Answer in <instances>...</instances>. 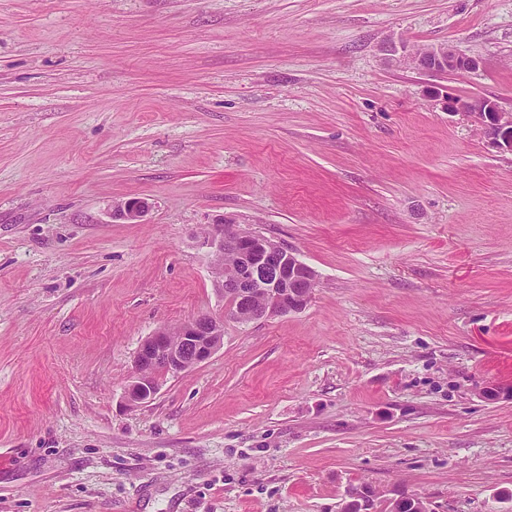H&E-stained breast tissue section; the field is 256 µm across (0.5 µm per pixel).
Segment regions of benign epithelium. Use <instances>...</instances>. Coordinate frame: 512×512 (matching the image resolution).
Segmentation results:
<instances>
[{
  "instance_id": "7a95c632",
  "label": "benign epithelium",
  "mask_w": 512,
  "mask_h": 512,
  "mask_svg": "<svg viewBox=\"0 0 512 512\" xmlns=\"http://www.w3.org/2000/svg\"><path fill=\"white\" fill-rule=\"evenodd\" d=\"M398 61L431 74L476 68V59L445 45L426 47L413 54L406 51ZM466 109L478 115L490 130L494 143L512 152V111L477 98ZM152 204L130 198L112 206V219L128 224L145 220ZM210 249L213 283L225 310L201 314L175 329L158 327L140 344L134 356V372L126 396L134 404L154 399L159 375L179 374L207 361L224 341V314L249 323L277 315L299 312L307 307L317 286L316 272L297 254L229 218L214 225L203 236ZM233 259L224 265V257ZM375 491L366 486L348 489L339 512H370ZM390 512H430L427 502L412 496L390 501Z\"/></svg>"
}]
</instances>
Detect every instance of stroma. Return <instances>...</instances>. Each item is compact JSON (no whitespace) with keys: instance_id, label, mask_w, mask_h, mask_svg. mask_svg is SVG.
Listing matches in <instances>:
<instances>
[{"instance_id":"obj_1","label":"stroma","mask_w":512,"mask_h":512,"mask_svg":"<svg viewBox=\"0 0 512 512\" xmlns=\"http://www.w3.org/2000/svg\"><path fill=\"white\" fill-rule=\"evenodd\" d=\"M438 45L477 68L387 53ZM474 97L512 110V0H0V512H512V153ZM225 217L308 307L129 403L141 341L220 305ZM398 61L423 72L431 74H444L453 71L472 70L477 66L476 59L462 53L461 51L445 45L426 47L409 55V52L402 50ZM152 204L143 198H130L112 206L113 221L128 224H139L145 220ZM375 491L366 485L348 489L339 512H369Z\"/></svg>"}]
</instances>
